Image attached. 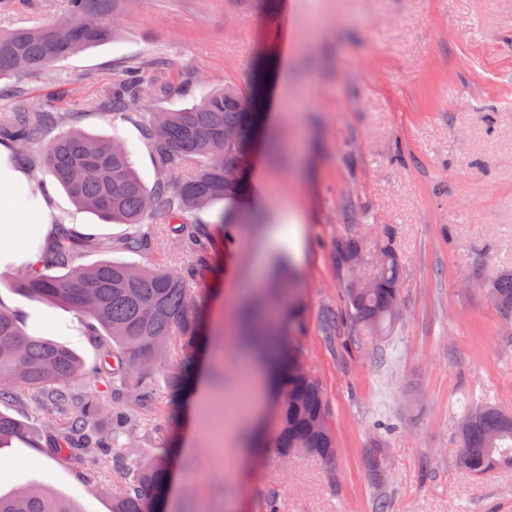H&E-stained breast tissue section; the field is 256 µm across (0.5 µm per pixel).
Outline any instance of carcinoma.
Returning a JSON list of instances; mask_svg holds the SVG:
<instances>
[{
    "mask_svg": "<svg viewBox=\"0 0 512 512\" xmlns=\"http://www.w3.org/2000/svg\"><path fill=\"white\" fill-rule=\"evenodd\" d=\"M126 0H66L64 11L39 25L0 29V79L20 73L45 74L81 48L112 41ZM165 63L149 59L133 75L119 76L112 91L89 105L121 116L136 112L145 98H168L172 83L161 76ZM256 89L244 96L237 87L202 89L189 107L144 114L143 129L154 153L156 179L148 191L135 172L130 150L118 136L100 138L72 129L51 141L45 162L81 209L120 224H143L154 214L172 225L171 233L186 253L176 269L132 266L111 259L77 263L80 252L112 251V242H92L59 227L40 263L20 270L15 288L43 303L64 304L90 320L92 335L104 336L98 361L86 365L69 348L27 333L17 314L0 306V406L35 405L44 423L57 433L56 451L76 463L102 466L120 460L125 449L104 436L96 423L102 401L112 397V432L126 431L131 415L120 401L128 393L143 405L158 393L154 379L162 373L167 392L184 389L204 335L197 283L210 271L213 243L191 221L193 214L222 201L224 223L241 230L243 203L249 198V173L240 160L258 152L263 114ZM50 107L29 112H1L0 135L13 140L15 160L29 164L28 149L45 130L58 125ZM124 248H151L150 237L133 234ZM364 261V243L346 239L337 264ZM370 288L351 283L340 311L327 316L330 330L348 329L376 342L395 324L402 288L400 263L385 232L378 247ZM488 297L512 317V273L485 284ZM245 335L224 346L236 353L247 336H258L281 361L275 378L279 408L270 447L282 457L299 448L317 449L316 457L335 460L328 404L318 381L304 369L293 336L302 330V312L293 296L292 277L275 268L261 295L241 311ZM23 423L0 412V445L18 435ZM457 464L474 475L512 466V414L491 406L470 411L461 429ZM165 453L143 459L124 474L112 497V512H159L171 476ZM0 512H79L75 503L43 488L20 487L0 495Z\"/></svg>",
    "mask_w": 512,
    "mask_h": 512,
    "instance_id": "carcinoma-1",
    "label": "carcinoma"
}]
</instances>
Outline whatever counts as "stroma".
Masks as SVG:
<instances>
[{"mask_svg":"<svg viewBox=\"0 0 512 512\" xmlns=\"http://www.w3.org/2000/svg\"><path fill=\"white\" fill-rule=\"evenodd\" d=\"M161 56L178 91L140 109L191 105L181 86L201 80L211 89L235 82L250 90L255 68L281 90L295 112L270 126L283 142H301L302 181L290 157L264 152L252 167L265 210L230 253L216 252L199 285L205 324L231 320L238 305L229 292L253 282L272 225L301 215V252L280 244L291 259L303 301L296 341L304 367L328 402L336 441L334 464L297 452L280 459L267 451L240 480L224 476L223 456L234 430L251 421L238 397L247 370L211 347L202 357L216 395L197 420L158 393L143 407L123 403L134 419L118 438L127 463L178 447L171 512H265L278 495L280 512H512V468L476 476L461 469L455 449L470 404L512 414V318L488 299L483 285L512 270V0H130L119 33L108 43L75 52L47 75L0 80V112L53 102L77 113L92 136L121 137L145 187L155 181L152 151L138 119L88 108L114 75ZM494 125H486L485 113ZM45 131L30 149L32 177L51 187L62 218L99 223L76 209L43 168ZM393 231L403 286L399 320L375 345L362 336L330 334L325 318L338 311L349 284L337 265L347 235L368 247L374 270L384 228ZM146 252L113 248L111 259L170 268L184 260L160 216L142 226ZM31 334L67 346L86 363L98 341L72 310L44 306ZM70 330H62V323ZM22 436L0 446V494L22 485L49 487L81 512H111V491L123 472L96 473L55 451V438L32 408L13 407ZM395 424L384 433L381 423ZM381 456V480L368 472Z\"/></svg>","mask_w":512,"mask_h":512,"instance_id":"obj_1","label":"stroma"}]
</instances>
